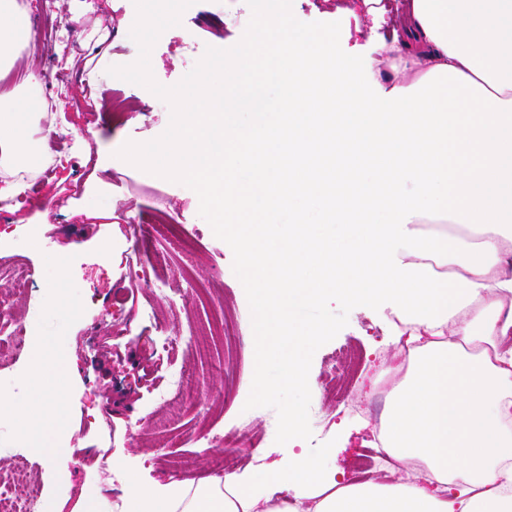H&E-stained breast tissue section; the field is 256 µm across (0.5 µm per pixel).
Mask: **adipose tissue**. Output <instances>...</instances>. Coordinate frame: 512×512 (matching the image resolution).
Masks as SVG:
<instances>
[{"label":"adipose tissue","instance_id":"adipose-tissue-1","mask_svg":"<svg viewBox=\"0 0 512 512\" xmlns=\"http://www.w3.org/2000/svg\"><path fill=\"white\" fill-rule=\"evenodd\" d=\"M35 38L27 0H0V79ZM381 55L384 82L360 76L334 38L298 41L281 23L269 56L243 46L237 72L251 82L274 68L277 121L227 124L201 73L178 136L154 153L200 186L262 314L281 322L329 294L387 309L407 355L380 422L395 480L351 481L327 448L262 474L145 485L125 471L119 502L91 495L79 512H512V0H408ZM37 84L29 67L0 93V201L52 162ZM300 200L354 229V245L300 216L272 243L274 216Z\"/></svg>","mask_w":512,"mask_h":512}]
</instances>
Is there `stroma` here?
Listing matches in <instances>:
<instances>
[{
  "label": "stroma",
  "instance_id": "obj_1",
  "mask_svg": "<svg viewBox=\"0 0 512 512\" xmlns=\"http://www.w3.org/2000/svg\"><path fill=\"white\" fill-rule=\"evenodd\" d=\"M356 5V16L337 12L336 0H293L302 22H339L341 46H356L365 63L380 56L379 37L389 15L372 16ZM57 17L72 26L73 49L33 48L39 92L60 98L58 110L41 117L53 165L11 201L0 222V306L24 328L29 349L15 352L0 333V473L21 471L41 497L60 494L57 470L42 447L64 448L73 490L89 487L110 502L122 494L100 463L122 457L142 483L197 480L214 474L224 447L215 435L247 424L252 447L237 449L239 469L271 468L291 453L316 455L319 448L347 443L337 458L348 477L373 432L395 384L394 346L382 310L352 309L347 325L314 354L309 372L311 440L277 444V413L246 409L254 366V338L244 288L233 271V253L199 214L190 188L146 173L117 158L126 142L159 137L170 122L169 106L148 89L102 72L91 59L106 49L113 65L136 61L139 48L129 36L136 16L133 0H57ZM251 18L246 0H197L152 50L158 83L177 84L206 47H232L234 33ZM71 77L59 85L58 73ZM122 94L123 120L109 102ZM49 219H42V210ZM29 278L24 287L16 271ZM40 348L45 369L42 398L53 422L21 426L25 404L21 383ZM360 348L352 368L349 403L362 405L363 419L320 401L324 361L333 353ZM193 384L176 405L159 402L183 366Z\"/></svg>",
  "mask_w": 512,
  "mask_h": 512
}]
</instances>
